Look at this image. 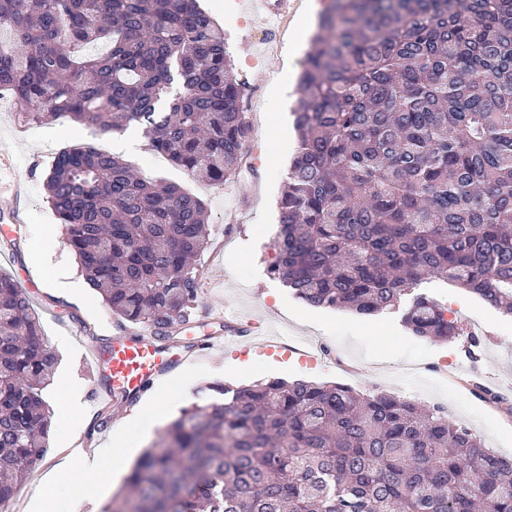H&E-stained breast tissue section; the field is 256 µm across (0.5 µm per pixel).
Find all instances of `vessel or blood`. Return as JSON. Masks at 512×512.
Returning a JSON list of instances; mask_svg holds the SVG:
<instances>
[{"mask_svg":"<svg viewBox=\"0 0 512 512\" xmlns=\"http://www.w3.org/2000/svg\"><path fill=\"white\" fill-rule=\"evenodd\" d=\"M93 364L104 365L109 376L107 386L95 390V401H108L113 391L120 390L138 396L153 381L166 375L180 358L169 349L158 346L148 329H126L123 335L114 337L107 356L93 354Z\"/></svg>","mask_w":512,"mask_h":512,"instance_id":"vessel-or-blood-1","label":"vessel or blood"}]
</instances>
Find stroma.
<instances>
[{
  "label": "stroma",
  "instance_id": "obj_1",
  "mask_svg": "<svg viewBox=\"0 0 512 512\" xmlns=\"http://www.w3.org/2000/svg\"><path fill=\"white\" fill-rule=\"evenodd\" d=\"M223 28L235 72L244 82V110L252 125L250 166L234 181L221 186L193 180L164 155L153 151L147 138L105 133L61 120L26 124L19 120L9 94L0 95V151L7 152L15 173L27 187L18 206L27 220L10 235L0 234V272L15 281H31L25 294L40 315L45 336L58 358L54 375L79 388V414H65V394L48 386L52 409L48 452L30 472L8 512H27L38 482L60 461V448L73 438L90 447L106 448L116 427H123L124 443L132 457L157 441L164 426L184 408L197 403L206 386L223 383L241 387L258 380L280 378L317 383L347 384L364 393H390L425 405L447 409L453 421L470 428L494 454L512 458V315L490 307L472 294L463 305H450L449 315L459 337L444 344L412 335L400 314L362 316L347 310L316 308L296 299L288 287L269 273L280 214L278 199L297 148L291 111L298 98L297 81L305 47L293 46L292 18L268 21L257 15L252 0H198ZM279 97L285 112L276 121L266 106ZM112 139L141 175L175 183L195 192L209 215V243L197 263L202 272L193 326L181 334L185 345L207 342L214 348L155 382L135 403L111 402L106 428L95 424L92 400L100 377L92 371L90 353L111 342L118 324L96 291L81 287L83 278L66 233L45 199L43 183L53 152L79 145L102 146ZM61 272L79 287L64 293L48 286ZM259 322L256 344L247 353L253 362L241 367L236 357L219 348L224 336L223 315ZM481 345L470 349L469 336ZM316 348L330 345L351 368L313 361L297 363L280 353L267 354L264 342ZM422 360L445 365L450 378L431 372L408 377L402 363ZM503 396L500 404L485 400V392Z\"/></svg>",
  "mask_w": 512,
  "mask_h": 512
}]
</instances>
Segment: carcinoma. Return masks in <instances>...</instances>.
<instances>
[{
    "mask_svg": "<svg viewBox=\"0 0 512 512\" xmlns=\"http://www.w3.org/2000/svg\"><path fill=\"white\" fill-rule=\"evenodd\" d=\"M0 90L26 124L141 129L211 185L239 176L251 124L224 31L197 0H0ZM296 153L270 265L304 303L401 310L451 341L446 280L512 313V0H336L298 80ZM47 202L121 324L173 342L207 246L197 195L91 145L58 154ZM56 367L0 273V509L43 460ZM101 512H512V461L441 408L340 383L208 386Z\"/></svg>",
    "mask_w": 512,
    "mask_h": 512,
    "instance_id": "1",
    "label": "carcinoma"
}]
</instances>
